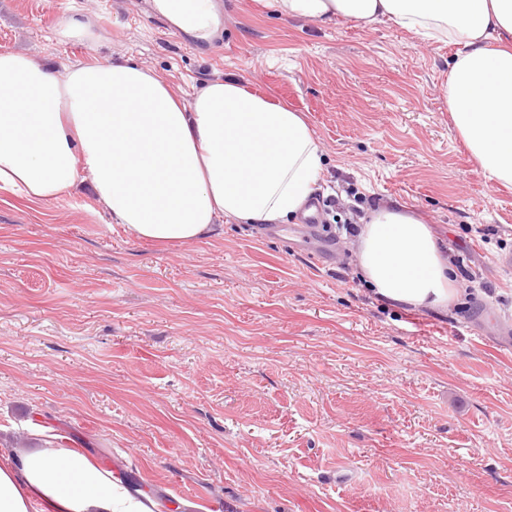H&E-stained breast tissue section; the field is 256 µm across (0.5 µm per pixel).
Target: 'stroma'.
Here are the masks:
<instances>
[{"label": "stroma", "mask_w": 512, "mask_h": 512, "mask_svg": "<svg viewBox=\"0 0 512 512\" xmlns=\"http://www.w3.org/2000/svg\"><path fill=\"white\" fill-rule=\"evenodd\" d=\"M223 2L212 56L137 0H0V52L131 58L185 97L230 76L304 112L337 199L317 239L294 219L168 249L90 191L0 190V452L47 427L157 512H512V186L453 127L454 46ZM84 14L99 41L59 38ZM394 200L448 249V310L385 303L352 263L343 224Z\"/></svg>", "instance_id": "stroma-1"}]
</instances>
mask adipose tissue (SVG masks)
<instances>
[{
  "instance_id": "obj_1",
  "label": "adipose tissue",
  "mask_w": 512,
  "mask_h": 512,
  "mask_svg": "<svg viewBox=\"0 0 512 512\" xmlns=\"http://www.w3.org/2000/svg\"><path fill=\"white\" fill-rule=\"evenodd\" d=\"M282 18L321 25L391 22L454 44L448 110L484 175L512 185V0H269ZM305 117L242 82H206L181 98L132 60L63 70L0 53V189L47 202L87 183L99 207L140 239L179 247L216 225L283 224L324 178ZM374 295L447 310L459 290L430 225L404 204L372 210L356 249ZM0 458V512H155L112 472L57 435Z\"/></svg>"
}]
</instances>
